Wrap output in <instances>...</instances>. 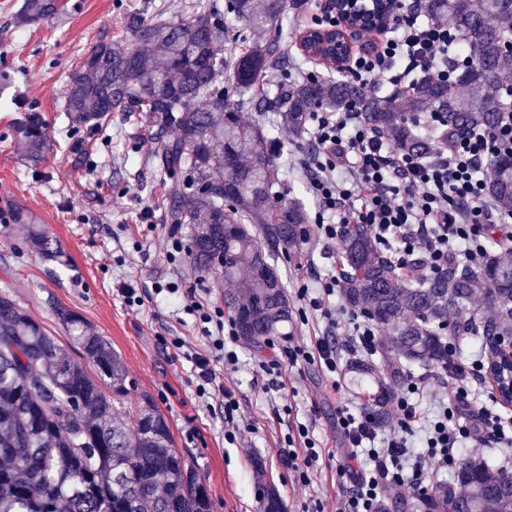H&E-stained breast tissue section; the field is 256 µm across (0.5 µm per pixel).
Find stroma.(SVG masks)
I'll return each mask as SVG.
<instances>
[{
	"instance_id": "35a3bbf8",
	"label": "stroma",
	"mask_w": 512,
	"mask_h": 512,
	"mask_svg": "<svg viewBox=\"0 0 512 512\" xmlns=\"http://www.w3.org/2000/svg\"><path fill=\"white\" fill-rule=\"evenodd\" d=\"M23 0H0V293L20 301L42 322L54 340L79 358L78 348L59 313L80 315L96 335L105 337L128 373L129 393L113 410L114 420L130 425L132 409L149 394L165 414L175 446L193 462L213 502V512H261L267 488H275L287 512H311L322 504L336 512L352 481L337 474L349 453L337 425L339 408L368 409L361 395L364 376L350 370L355 354L342 350L338 373L319 363L287 366L285 391L268 389L260 363L283 353L289 341L308 345L327 333L323 321L293 318L290 336L273 345L238 341L240 368L218 376L209 396L185 351L207 352L209 339L195 317L180 308L179 296L158 295L157 283H177L181 293L205 299L208 308L224 306L227 283L220 272H194L187 251L168 252L165 238L153 237L150 225L161 223L160 189L145 154L128 147L147 124L145 113L112 116L110 143L98 133H72L64 112L68 74L80 66L89 47L104 41L123 49L129 43L116 0H64L54 17L23 25ZM41 112L53 148L39 164L28 161L15 128L24 108ZM278 169L277 191L299 198L307 213L317 203L308 180L296 169L299 157L312 154L310 138L292 139L273 131ZM24 211L39 228L57 239L61 256L44 259L17 225L13 210ZM340 255L337 244L302 242L275 260L291 298L301 281L325 276ZM134 289L137 305L121 291ZM183 340L177 349L175 340ZM239 403L242 428L236 440L225 434L222 387ZM309 426L319 446V460L309 485L294 479L280 455L289 430Z\"/></svg>"
}]
</instances>
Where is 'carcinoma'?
Masks as SVG:
<instances>
[{
    "mask_svg": "<svg viewBox=\"0 0 512 512\" xmlns=\"http://www.w3.org/2000/svg\"><path fill=\"white\" fill-rule=\"evenodd\" d=\"M290 0H148L122 10L130 45L91 47L64 89L70 128L103 131L114 112H146L142 139L158 175L163 219L192 225L194 270L216 268L233 285L224 304L247 341L286 336L291 322L283 280L261 272L258 256L275 260L298 246L308 217L297 201L278 203L272 141L238 112L257 107L276 114L277 127L299 137L310 113L356 103L363 119L388 131L396 149L428 155L439 144L413 132L407 114L444 112L458 132L493 130L501 101L492 88L512 89V0H424L428 18L448 16L471 39L474 62L456 75L467 91L458 97L444 84L417 81L403 95L378 96L364 85L311 76L288 83L297 61L288 35L236 52L224 45V14L249 33L270 30ZM61 0H24L21 21L47 20ZM276 94L257 100L263 77ZM18 135L33 162L50 148L47 122L29 110ZM497 206L512 213V156L490 164L487 184ZM39 252L56 257L57 241L23 215L16 217ZM259 225L254 232L253 225ZM497 241L475 271L460 259L437 279L406 280L377 256L370 230L354 224L341 243L346 267L341 297L385 332L377 353L407 372L448 363L442 330L472 336L499 354L512 336V265L497 255ZM66 329L96 367L74 362L12 296L0 295V351L21 355L0 368V512H212V501L190 460L175 448L171 427L147 394L135 406L134 426L112 420V406L128 395L127 372L111 343L91 332L76 313L61 312ZM461 492L438 483L424 512H512V471L469 458L457 472Z\"/></svg>",
    "mask_w": 512,
    "mask_h": 512,
    "instance_id": "carcinoma-1",
    "label": "carcinoma"
}]
</instances>
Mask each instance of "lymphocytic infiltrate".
Returning a JSON list of instances; mask_svg holds the SVG:
<instances>
[{
	"instance_id": "lymphocytic-infiltrate-1",
	"label": "lymphocytic infiltrate",
	"mask_w": 512,
	"mask_h": 512,
	"mask_svg": "<svg viewBox=\"0 0 512 512\" xmlns=\"http://www.w3.org/2000/svg\"><path fill=\"white\" fill-rule=\"evenodd\" d=\"M471 62L461 29L444 17L424 19L420 0H402L391 25L376 33L366 50L349 58L347 71L363 85L408 88L422 78L451 85L457 71ZM413 122L442 133L434 153L399 152L391 135L366 124L355 104L310 114L307 128L317 151L299 166L310 171V189L318 204L314 236L330 244L342 239L351 225L364 224L379 252L397 269L433 277L446 272L449 259L458 256L480 269L492 227L507 221L486 191L484 170L495 157L512 154V101H506L497 129L490 132H451L443 112H420ZM340 282V275L332 274L313 287L301 284L300 314L335 324L330 299ZM184 311L215 327L211 354L191 355L206 387L216 380L214 361L223 362L225 370H236L239 357L229 347L236 332L223 319L213 318L195 297H188ZM457 350L456 338H449L448 368L441 373L448 393L440 410L431 416L420 412L416 397L427 390L428 379L408 376L406 389L394 399L396 420L382 446L373 444L380 427L373 412L339 409L337 424L349 448L365 450L370 464L355 472L353 488L340 499L336 512H379L388 492L403 487L427 495L428 473L456 469L468 449L512 447V418L479 403L471 387L472 381L486 378L485 358L462 359ZM315 361L337 372L335 341L325 338L313 348L290 344L286 358H272L261 368L281 391L286 387L284 365ZM419 428L424 435L418 453L411 439Z\"/></svg>"
}]
</instances>
